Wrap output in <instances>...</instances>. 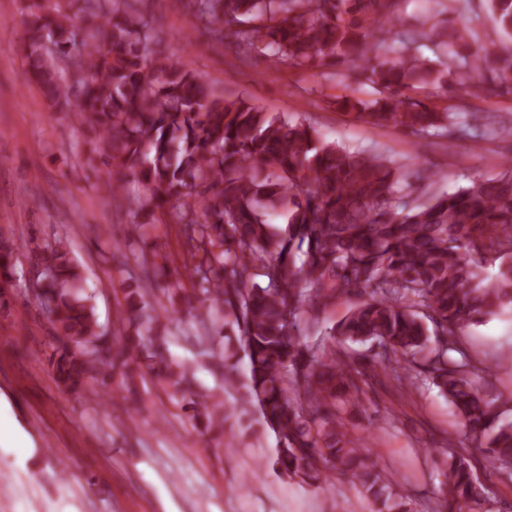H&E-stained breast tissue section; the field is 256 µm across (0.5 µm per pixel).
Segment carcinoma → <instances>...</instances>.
I'll return each mask as SVG.
<instances>
[{"label": "carcinoma", "mask_w": 512, "mask_h": 512, "mask_svg": "<svg viewBox=\"0 0 512 512\" xmlns=\"http://www.w3.org/2000/svg\"><path fill=\"white\" fill-rule=\"evenodd\" d=\"M31 0L19 53L28 80L50 106L71 112L97 134L104 189L123 190L118 168L142 184L128 200L143 216L124 259L139 268L117 302L127 333L97 321L84 270L69 240L33 242L41 269L37 295L54 336L47 359L59 388L81 395L120 377L127 404L142 406L133 363L145 356L156 384L216 446L231 418L257 409L278 446L273 466L306 485L337 472L360 486L374 512H411L410 498L377 470L345 415L364 403L362 371L341 344L371 341L397 387L431 385L448 399L469 437L450 448L442 492L456 512L492 500L476 476L478 457L512 480V421L498 396L457 347L472 323L512 308V165L493 179L436 192L423 200L398 159L327 142L300 120L285 119L224 94L189 65L157 50L160 37L139 8L144 0ZM500 33L512 37V0H487ZM206 24L213 47L228 44L273 65L298 68L359 54L377 97L337 96L334 103L371 127H400L442 137L456 113L426 98L460 86L471 95L490 80L512 86V53L450 20L401 39L380 18L397 0H174ZM435 38L457 64L444 72L420 53ZM171 217L182 232L181 262L147 249L149 230ZM499 261L489 279V260ZM197 287L183 288V278ZM12 250L0 248V307L14 287ZM358 297L327 327L336 302ZM195 320L203 345L224 334V390L238 379V351L248 359L244 393L234 405L201 390L195 372L167 357L161 322Z\"/></svg>", "instance_id": "carcinoma-1"}]
</instances>
